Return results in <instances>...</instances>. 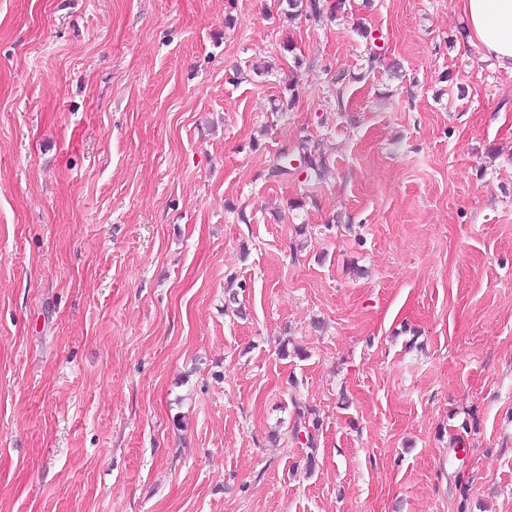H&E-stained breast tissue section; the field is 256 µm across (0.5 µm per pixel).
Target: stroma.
<instances>
[{"mask_svg": "<svg viewBox=\"0 0 512 512\" xmlns=\"http://www.w3.org/2000/svg\"><path fill=\"white\" fill-rule=\"evenodd\" d=\"M283 10L0 0V512H512V75ZM306 140L300 143V146L297 148L298 156L300 161L303 162L304 167L307 171V177L313 180H323L325 174L327 173L326 162L321 156L320 153L316 155L312 153V150L305 143ZM297 415L299 419H303V424L301 423L300 426L296 425L293 429V437L297 440V442L306 445V448H315V442H314V434L312 431H316L318 429L319 425V418L316 417V413L313 412L314 410L305 409L303 410L301 407H297ZM302 410V411H301ZM311 411V412H310ZM307 412V415H306ZM309 415H314V418H312V421H310V418H308V426L306 424V419ZM311 425V426H310ZM312 427V428H310Z\"/></svg>", "mask_w": 512, "mask_h": 512, "instance_id": "obj_1", "label": "stroma"}]
</instances>
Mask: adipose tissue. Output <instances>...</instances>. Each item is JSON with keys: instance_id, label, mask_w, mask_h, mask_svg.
I'll use <instances>...</instances> for the list:
<instances>
[{"instance_id": "ef3b65f1", "label": "adipose tissue", "mask_w": 512, "mask_h": 512, "mask_svg": "<svg viewBox=\"0 0 512 512\" xmlns=\"http://www.w3.org/2000/svg\"><path fill=\"white\" fill-rule=\"evenodd\" d=\"M467 44L479 45L512 73V0H462Z\"/></svg>"}]
</instances>
